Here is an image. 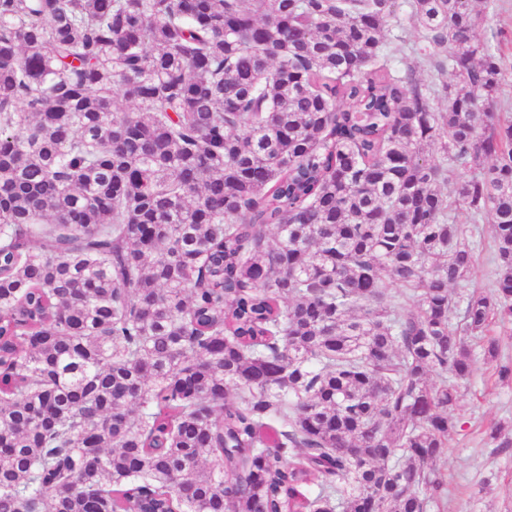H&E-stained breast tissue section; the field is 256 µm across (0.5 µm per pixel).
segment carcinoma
Returning <instances> with one entry per match:
<instances>
[{"label": "carcinoma", "instance_id": "cac0c4a2", "mask_svg": "<svg viewBox=\"0 0 512 512\" xmlns=\"http://www.w3.org/2000/svg\"><path fill=\"white\" fill-rule=\"evenodd\" d=\"M397 7L0 0V512L445 504L474 348L512 381V122L475 0ZM401 26H390L384 32V41L391 42L396 36H402L407 43H413L419 36L418 27L415 21L410 16V8L407 4L403 3L399 12ZM494 275L495 266L489 259V254L485 251L480 252L473 274L464 288L487 289L493 281Z\"/></svg>", "mask_w": 512, "mask_h": 512}]
</instances>
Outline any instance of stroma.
<instances>
[{
	"label": "stroma",
	"instance_id": "obj_1",
	"mask_svg": "<svg viewBox=\"0 0 512 512\" xmlns=\"http://www.w3.org/2000/svg\"><path fill=\"white\" fill-rule=\"evenodd\" d=\"M477 35L497 37L512 66V0H495L494 7L482 8ZM453 412L464 429L448 439L442 465L448 503L441 512H512V451L486 442L490 427H512V381H500L492 365L476 359Z\"/></svg>",
	"mask_w": 512,
	"mask_h": 512
}]
</instances>
